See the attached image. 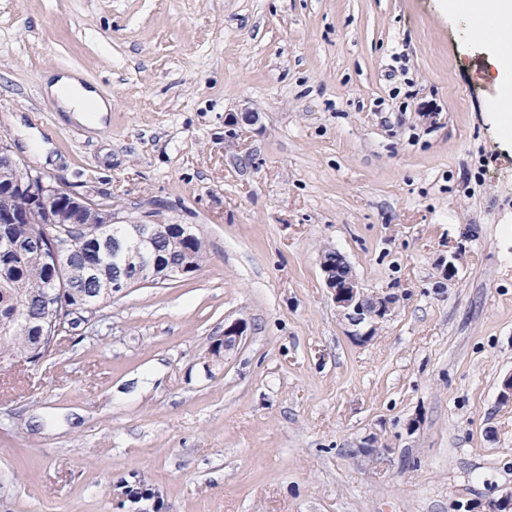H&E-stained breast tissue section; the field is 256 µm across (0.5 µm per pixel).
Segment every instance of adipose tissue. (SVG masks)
Instances as JSON below:
<instances>
[{"mask_svg":"<svg viewBox=\"0 0 512 512\" xmlns=\"http://www.w3.org/2000/svg\"><path fill=\"white\" fill-rule=\"evenodd\" d=\"M448 10L468 17L471 33L495 50L490 59L501 86V97L491 107L503 139L512 138V0H448ZM43 93L55 111L70 113L80 123L102 125L112 103L86 84L81 73L70 72L44 82Z\"/></svg>","mask_w":512,"mask_h":512,"instance_id":"obj_1","label":"adipose tissue"}]
</instances>
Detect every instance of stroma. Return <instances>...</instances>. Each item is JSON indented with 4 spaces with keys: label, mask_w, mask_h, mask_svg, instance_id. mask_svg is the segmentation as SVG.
I'll list each match as a JSON object with an SVG mask.
<instances>
[{
    "label": "stroma",
    "mask_w": 512,
    "mask_h": 512,
    "mask_svg": "<svg viewBox=\"0 0 512 512\" xmlns=\"http://www.w3.org/2000/svg\"><path fill=\"white\" fill-rule=\"evenodd\" d=\"M57 70L111 99L102 127L45 101ZM494 77L445 0H0V141L125 223L193 225L208 254L50 358L0 364V512H487L512 494ZM327 247L397 297L368 341L336 314ZM134 475L155 499L122 496ZM247 323L243 319H235L224 323V341L219 342L212 349L216 357H220V349L224 347V355L235 349L246 335Z\"/></svg>",
    "instance_id": "stroma-1"
}]
</instances>
